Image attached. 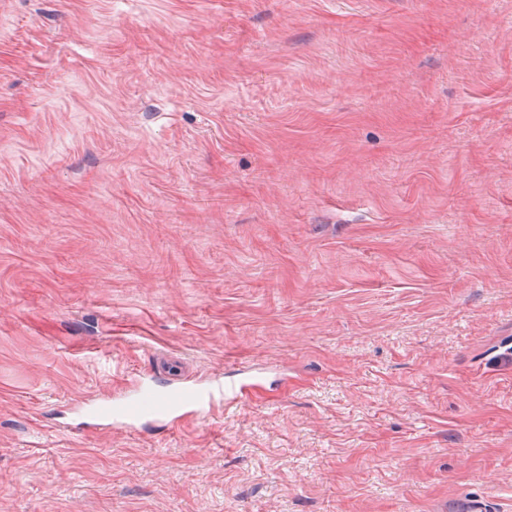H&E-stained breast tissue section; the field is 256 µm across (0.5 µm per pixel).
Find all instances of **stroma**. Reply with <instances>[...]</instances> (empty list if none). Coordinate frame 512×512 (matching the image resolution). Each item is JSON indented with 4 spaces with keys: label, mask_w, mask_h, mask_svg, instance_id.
Masks as SVG:
<instances>
[{
    "label": "stroma",
    "mask_w": 512,
    "mask_h": 512,
    "mask_svg": "<svg viewBox=\"0 0 512 512\" xmlns=\"http://www.w3.org/2000/svg\"><path fill=\"white\" fill-rule=\"evenodd\" d=\"M464 497L512 512V0H0V512ZM255 385L252 382L224 384L223 378H215L205 386L186 384L157 391L140 384L130 398L113 404L92 403L88 411L93 419L111 423L112 419H121L136 428L162 419L175 421L186 415L207 416L216 408L226 410L244 402Z\"/></svg>",
    "instance_id": "obj_1"
}]
</instances>
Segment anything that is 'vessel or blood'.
I'll return each mask as SVG.
<instances>
[{
    "label": "vessel or blood",
    "instance_id": "vessel-or-blood-1",
    "mask_svg": "<svg viewBox=\"0 0 512 512\" xmlns=\"http://www.w3.org/2000/svg\"><path fill=\"white\" fill-rule=\"evenodd\" d=\"M252 383L227 384L216 378L207 385L186 384L167 391H158L141 384L133 395L118 403L90 404L93 419L103 422L123 420L128 426H142L162 419L178 420L187 415L206 416L218 408H229L244 402Z\"/></svg>",
    "mask_w": 512,
    "mask_h": 512
}]
</instances>
